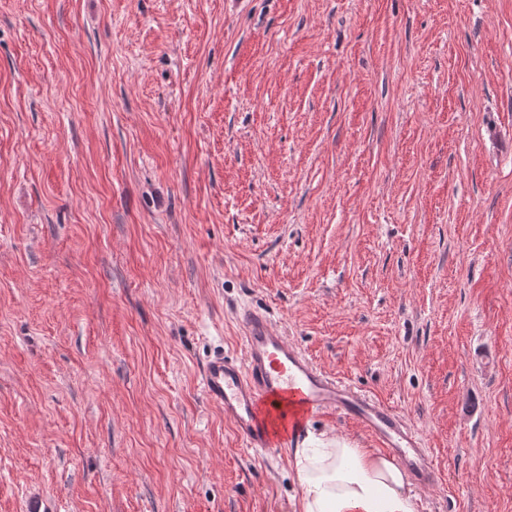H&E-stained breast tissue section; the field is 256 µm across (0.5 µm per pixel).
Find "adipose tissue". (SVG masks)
I'll list each match as a JSON object with an SVG mask.
<instances>
[{
	"mask_svg": "<svg viewBox=\"0 0 512 512\" xmlns=\"http://www.w3.org/2000/svg\"><path fill=\"white\" fill-rule=\"evenodd\" d=\"M291 466L302 490L301 512H417V496L401 469L346 439L303 442Z\"/></svg>",
	"mask_w": 512,
	"mask_h": 512,
	"instance_id": "obj_1",
	"label": "adipose tissue"
}]
</instances>
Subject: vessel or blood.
<instances>
[{
  "label": "vessel or blood",
  "mask_w": 512,
  "mask_h": 512,
  "mask_svg": "<svg viewBox=\"0 0 512 512\" xmlns=\"http://www.w3.org/2000/svg\"><path fill=\"white\" fill-rule=\"evenodd\" d=\"M237 321L242 358L210 357L202 367V389L245 447L287 446L304 437L308 418L336 412L369 432L411 481L425 488L439 486L424 439L403 416L317 367L264 311L243 308Z\"/></svg>",
  "instance_id": "1"
}]
</instances>
